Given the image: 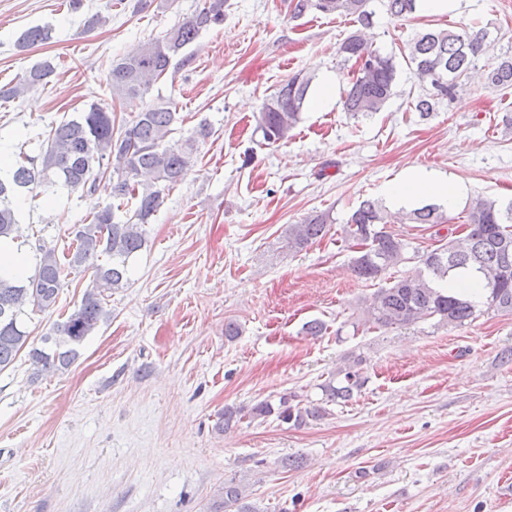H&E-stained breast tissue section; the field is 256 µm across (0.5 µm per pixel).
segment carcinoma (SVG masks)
<instances>
[{"instance_id": "cac0c4a2", "label": "carcinoma", "mask_w": 512, "mask_h": 512, "mask_svg": "<svg viewBox=\"0 0 512 512\" xmlns=\"http://www.w3.org/2000/svg\"><path fill=\"white\" fill-rule=\"evenodd\" d=\"M226 0H205L204 6L185 16L164 34L148 41L135 52L111 64L107 81L112 99L134 112L131 119L116 123L109 105L92 103L69 120L51 128L41 153L31 157L18 154L10 177H0V239L22 237L12 207L19 196L35 198L53 188L68 192L90 191L97 181L112 172V198L84 223L73 226L75 247L64 259L46 244L36 248L34 274L24 280L0 277V372L8 369L20 351L28 346L24 325L25 307L45 312L53 309L58 295L69 286L71 274L91 271L93 286L83 293L80 304L69 314H60L51 331L41 338L42 346H28L34 375L54 374L71 366L79 357L85 339L107 322V293L127 282L129 260L146 244L143 226L164 202L163 194L181 182L189 171L196 143L210 136L200 127L189 138L177 142L173 134L183 119L170 101L145 103L151 85L169 69L172 59L192 44L204 30L224 22ZM369 0H291L290 13L300 18L315 11L324 15L354 16L364 28L373 25L374 11ZM396 19L416 12L417 0H382ZM53 28L33 26L19 37L16 48L24 52L52 39ZM491 43L486 29L467 27L431 29L415 34L408 45L407 60L423 94L414 103L415 111L427 116L444 99H450L469 77L476 61ZM338 53L358 65L363 58L372 67L352 78L343 96V109L354 115L381 111L394 94L397 68L392 57L371 48L362 34L345 38ZM54 67L49 60L18 73L15 84L1 90L0 99H16L48 83ZM487 83L512 88V56H504L487 73ZM311 78L297 73L263 103L255 131L264 141H286L301 120ZM129 207L132 215L121 220L116 211ZM404 219L411 224H448V242L424 254L414 251L418 266L392 278L372 298L365 322L374 329L399 328L428 320L442 327H463L477 313L512 315V198L509 200L475 196L464 208L462 223L453 222L434 205H424L402 217L388 212L378 202L365 199L353 209L343 225V240L355 250L351 271L362 280H374L387 269L405 262L407 244L389 231L387 225ZM334 219L327 212L312 214L288 225V251L299 253L326 235ZM474 268L483 273L486 299L482 308L461 294H451L439 284L457 270ZM345 366L320 385L318 402L302 403L300 395L285 392L278 402L262 401L249 410H224L218 429L226 432L242 419L276 416L282 422L300 425L321 420L329 406L346 403L360 392L366 378L356 366ZM262 512L249 501L246 489L231 480L211 505L210 512Z\"/></svg>"}]
</instances>
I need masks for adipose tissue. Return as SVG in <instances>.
Here are the masks:
<instances>
[{"label":"adipose tissue","instance_id":"obj_1","mask_svg":"<svg viewBox=\"0 0 512 512\" xmlns=\"http://www.w3.org/2000/svg\"><path fill=\"white\" fill-rule=\"evenodd\" d=\"M467 190L457 179L443 178L431 171L421 170L390 184L385 198L393 208L401 209L421 200H438L455 207Z\"/></svg>","mask_w":512,"mask_h":512}]
</instances>
